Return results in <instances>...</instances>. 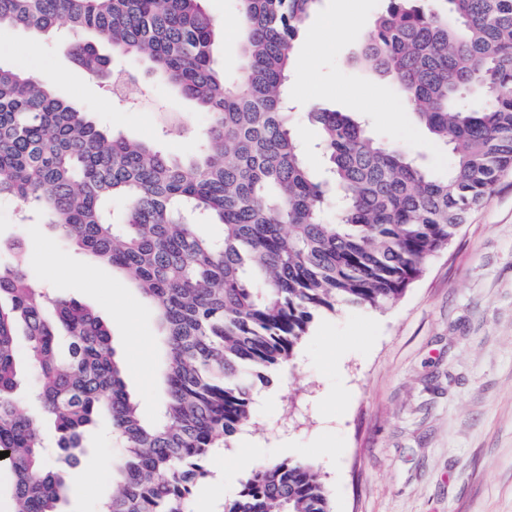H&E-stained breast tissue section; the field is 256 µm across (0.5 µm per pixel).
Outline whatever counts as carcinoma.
Wrapping results in <instances>:
<instances>
[{"mask_svg": "<svg viewBox=\"0 0 512 512\" xmlns=\"http://www.w3.org/2000/svg\"><path fill=\"white\" fill-rule=\"evenodd\" d=\"M243 67L214 59L203 0H0V25L77 36L71 57L106 73L112 53L147 63L207 116L198 149L168 154L101 129L50 83L0 66V199L120 271L155 311L162 410L144 419L108 324L52 294L25 258L0 262V499L62 512L88 428L120 444L99 512H187L212 446L249 420L252 379L289 360L314 315L382 308L448 246L512 172V0H386L361 59L451 150L447 170L316 107L323 167L311 171L286 106L294 46L318 0H237ZM137 92L122 70L109 73ZM36 410L17 403L22 379ZM224 512H331L304 461L259 465Z\"/></svg>", "mask_w": 512, "mask_h": 512, "instance_id": "carcinoma-1", "label": "carcinoma"}]
</instances>
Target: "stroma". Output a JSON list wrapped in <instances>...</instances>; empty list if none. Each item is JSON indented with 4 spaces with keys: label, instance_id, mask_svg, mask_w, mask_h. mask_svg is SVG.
Segmentation results:
<instances>
[{
    "label": "stroma",
    "instance_id": "35a3bbf8",
    "mask_svg": "<svg viewBox=\"0 0 512 512\" xmlns=\"http://www.w3.org/2000/svg\"><path fill=\"white\" fill-rule=\"evenodd\" d=\"M385 0H319L295 57L313 77L292 84L293 131L319 165L318 132L308 112L324 106L363 113L370 132L444 169L447 152L406 113L394 87L357 57ZM224 23L216 58L227 76L241 66L234 33L236 0H205ZM350 19L344 40L322 22ZM64 30L36 34L0 27V64L51 75L59 95L103 127L161 140L176 155L193 151V136L161 138L170 119L191 128L204 116L141 62L123 56L110 66L133 74L143 93L119 106L104 78L77 66ZM20 203L0 200V239L24 241L32 274L58 294L99 312L112 331L125 381L145 418H153L161 368L151 307L111 266L92 261L47 224L19 223ZM274 393L254 400L251 419L230 444H216L211 473L192 497L191 512H224L247 473L242 439L260 446L254 464L285 458L313 464L332 512H512V173L470 213L457 235L427 262L396 302L380 309L356 304L320 314L292 358L271 374ZM95 468L74 490L65 512H96L112 493L115 453L104 431L89 440Z\"/></svg>",
    "mask_w": 512,
    "mask_h": 512
}]
</instances>
